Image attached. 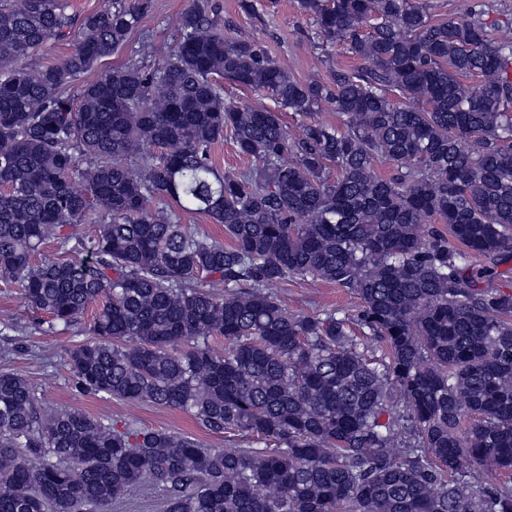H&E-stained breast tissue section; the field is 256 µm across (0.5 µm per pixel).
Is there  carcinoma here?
<instances>
[{"label": "carcinoma", "mask_w": 512, "mask_h": 512, "mask_svg": "<svg viewBox=\"0 0 512 512\" xmlns=\"http://www.w3.org/2000/svg\"><path fill=\"white\" fill-rule=\"evenodd\" d=\"M298 6L358 65L298 80L199 0L152 65L91 78L149 0L81 18L70 0H0V275L53 325L94 311L65 352L78 393L265 444L47 410L0 371V512L156 489L166 512H512V485L486 479L512 472V291L473 264L512 260V43L486 3L450 18L422 0ZM221 78L270 94L301 133L225 100ZM228 131L251 169L215 166ZM194 214L230 243L181 223ZM48 240L70 257L35 261ZM288 280L345 288L359 311L290 314L272 292ZM70 50L71 45L67 42H50L31 58L30 63L39 65L57 62Z\"/></svg>", "instance_id": "obj_1"}]
</instances>
